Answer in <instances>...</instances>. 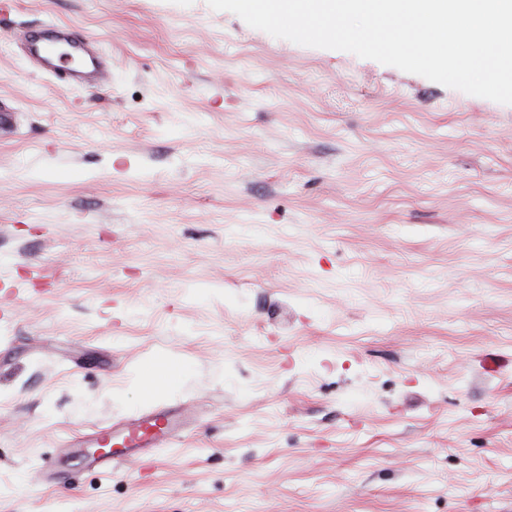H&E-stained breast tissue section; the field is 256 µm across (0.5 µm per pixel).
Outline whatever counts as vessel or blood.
I'll return each instance as SVG.
<instances>
[{"label": "vessel or blood", "mask_w": 512, "mask_h": 512, "mask_svg": "<svg viewBox=\"0 0 512 512\" xmlns=\"http://www.w3.org/2000/svg\"><path fill=\"white\" fill-rule=\"evenodd\" d=\"M30 55L42 62L49 75L67 65L78 84H104L112 68L109 56L97 53L91 42L70 39L67 28L46 23L40 34L24 32L19 37ZM186 417L171 408H154L126 421L95 430L85 440L75 443L58 456L52 475L65 482L74 468L111 472L113 463L138 458L151 448L169 444L182 430Z\"/></svg>", "instance_id": "1"}]
</instances>
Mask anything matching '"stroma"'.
Wrapping results in <instances>:
<instances>
[{
  "label": "stroma",
  "mask_w": 512,
  "mask_h": 512,
  "mask_svg": "<svg viewBox=\"0 0 512 512\" xmlns=\"http://www.w3.org/2000/svg\"><path fill=\"white\" fill-rule=\"evenodd\" d=\"M52 19L104 85L33 71ZM0 100V512H512V105L208 0H15ZM157 405L197 420L44 483ZM185 373V368L178 363L164 361L151 370L150 375L143 384L145 396L153 393L161 384H169L178 381Z\"/></svg>",
  "instance_id": "1"
}]
</instances>
